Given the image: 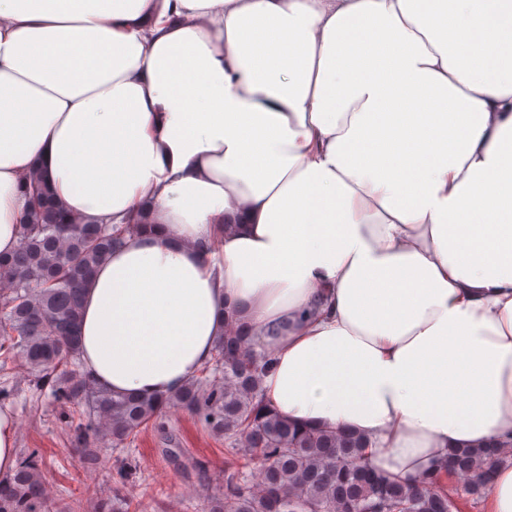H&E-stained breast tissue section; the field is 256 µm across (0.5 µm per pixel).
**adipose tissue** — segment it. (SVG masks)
I'll use <instances>...</instances> for the list:
<instances>
[{"mask_svg":"<svg viewBox=\"0 0 512 512\" xmlns=\"http://www.w3.org/2000/svg\"><path fill=\"white\" fill-rule=\"evenodd\" d=\"M458 0H0V254L33 180L140 232L83 296L84 371L154 397L230 321L289 422L414 483L512 442V45Z\"/></svg>","mask_w":512,"mask_h":512,"instance_id":"adipose-tissue-1","label":"adipose tissue"}]
</instances>
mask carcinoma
Returning <instances> with one entry per match:
<instances>
[{"label": "carcinoma", "instance_id": "1", "mask_svg": "<svg viewBox=\"0 0 512 512\" xmlns=\"http://www.w3.org/2000/svg\"><path fill=\"white\" fill-rule=\"evenodd\" d=\"M34 212L19 248L0 255V359L20 362L78 417L75 442L94 430L115 445L159 423L169 410L202 421L240 463L224 474V496L204 512H456L436 473L418 486L391 480L364 458L359 433L307 429L274 412L261 378L272 354L243 328L231 327L211 361L178 390L160 397L114 396L86 379L80 365L84 287L138 224H84L70 218L40 181L30 185ZM512 462V444L457 448L445 472L474 500L492 488L494 469ZM0 512H50L41 458L20 456L0 479Z\"/></svg>", "mask_w": 512, "mask_h": 512}]
</instances>
